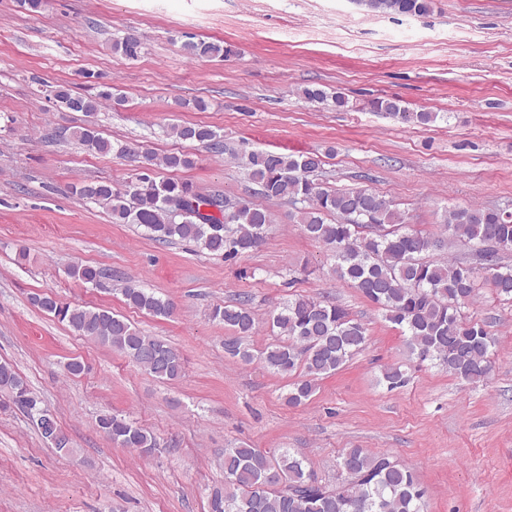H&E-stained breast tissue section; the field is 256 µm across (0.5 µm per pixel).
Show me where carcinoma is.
<instances>
[{"label":"carcinoma","instance_id":"obj_1","mask_svg":"<svg viewBox=\"0 0 512 512\" xmlns=\"http://www.w3.org/2000/svg\"><path fill=\"white\" fill-rule=\"evenodd\" d=\"M371 11L424 16L433 0H362ZM141 38L127 33L112 43V51L136 60ZM183 50L191 57L225 58L231 48L221 40L187 41ZM53 99L69 110L95 114L103 101L112 99V85H102L94 97L78 96L65 85L51 90ZM301 97L311 103L332 100L338 108L348 100L336 92L305 88ZM379 112L406 122L427 125L438 112H408L396 99L374 103ZM164 133L185 142L219 148V135L209 125H171ZM69 138L90 153L132 157L138 162L135 182L125 190L109 182H81L75 195L105 208L114 224H136L160 243L176 239L230 260L258 248L273 223L271 212L243 203L224 210L220 193L198 195L188 185L161 177L163 170L190 168L194 160L184 152L159 156L134 143H114L92 124L78 127ZM243 168L268 199L294 206L297 222L306 234L329 247L334 272L347 285L376 304L387 321L406 336L408 351L430 360L468 382L487 379L492 371V340L487 322L463 314L480 288L479 271L500 297L512 299V265L504 262L495 246H512V211L500 208L458 207L447 212L448 235L463 244L475 243L479 265L461 261L446 264L426 261L421 255L441 249L444 239L424 235L405 224L396 204L367 188L335 190L312 179L322 160L307 153L286 155L253 149L241 157ZM218 206L210 213L206 208ZM69 275L96 285L103 270L76 265ZM129 307L156 317H167L172 304L150 289L128 285L121 289ZM31 302L69 326L77 335L114 347L162 381H176L184 372L180 353L158 336L145 333L110 310L89 309L63 302L52 293H37ZM211 318L224 324L232 336L224 340V353L250 363L259 359L277 374L293 377L284 395L292 407L305 404L317 382L336 374L364 346L366 327L350 318L339 305L314 297L294 295L271 316L272 327L286 340L271 344L256 355L250 338L256 330L247 299L212 308ZM0 407L11 404L23 410L35 429L58 451L70 455L69 438L53 414L43 406L23 378L8 363H0ZM97 426L112 441L140 454H151L156 439L147 429L116 413L98 416ZM221 466L224 484L209 494V512H426L425 491L416 473L386 453L348 448L336 463V482L319 479L308 462L295 451H267L250 445L224 449Z\"/></svg>","mask_w":512,"mask_h":512}]
</instances>
